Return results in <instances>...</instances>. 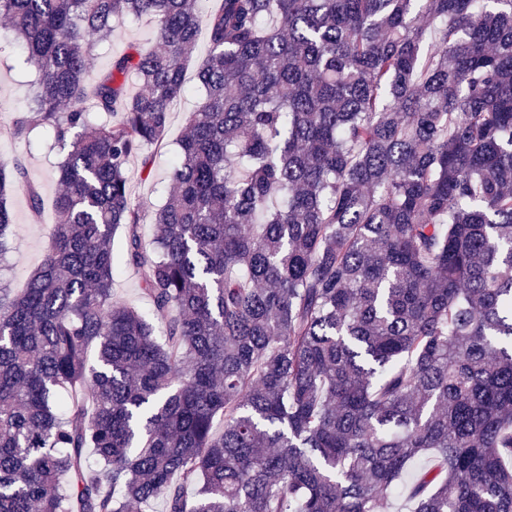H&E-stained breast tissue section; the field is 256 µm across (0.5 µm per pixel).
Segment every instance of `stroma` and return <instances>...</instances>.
Listing matches in <instances>:
<instances>
[{
  "label": "stroma",
  "instance_id": "obj_1",
  "mask_svg": "<svg viewBox=\"0 0 512 512\" xmlns=\"http://www.w3.org/2000/svg\"><path fill=\"white\" fill-rule=\"evenodd\" d=\"M160 48L154 24L144 19H126L112 38L95 50L92 71L98 75L108 73L116 57ZM209 51L207 35H200L195 51L185 66L188 90L175 105L162 142L146 149L144 156L132 157L128 163L131 198L146 216L141 226L144 238H152V217L169 196L170 162L178 151L177 141L190 112L203 97L196 70ZM36 78L37 71L29 63L22 41L16 38L9 25L0 20V162L9 164L17 159L22 160L43 198L41 216L36 219L24 194L16 191L8 197V205L15 218L13 251L7 265L0 267V286L6 284L14 289L21 288L41 263L48 243L47 233L56 221L54 199L59 186L53 170L59 160L57 153L48 150L44 135L17 139L10 133Z\"/></svg>",
  "mask_w": 512,
  "mask_h": 512
}]
</instances>
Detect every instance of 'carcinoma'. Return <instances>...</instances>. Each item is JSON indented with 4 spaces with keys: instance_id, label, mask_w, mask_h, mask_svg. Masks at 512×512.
I'll use <instances>...</instances> for the list:
<instances>
[{
    "instance_id": "1",
    "label": "carcinoma",
    "mask_w": 512,
    "mask_h": 512,
    "mask_svg": "<svg viewBox=\"0 0 512 512\" xmlns=\"http://www.w3.org/2000/svg\"><path fill=\"white\" fill-rule=\"evenodd\" d=\"M198 2L0 0L39 73L10 133L62 186L0 289V512H512V0ZM129 16L162 49L93 75ZM203 27L147 245L126 166ZM17 190L39 214L1 163L0 264ZM113 288L117 299L130 302L141 308L146 306L139 276L133 269L125 268L117 272Z\"/></svg>"
}]
</instances>
